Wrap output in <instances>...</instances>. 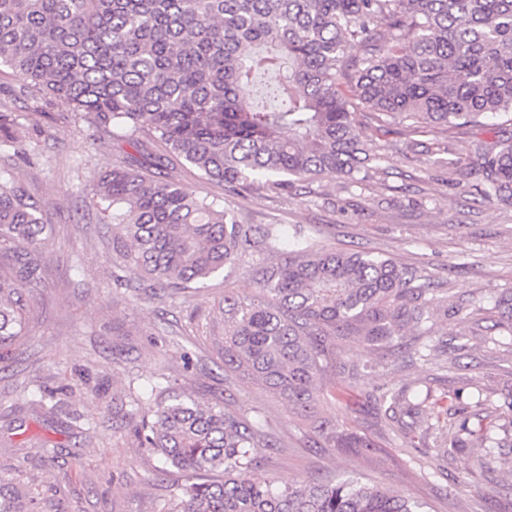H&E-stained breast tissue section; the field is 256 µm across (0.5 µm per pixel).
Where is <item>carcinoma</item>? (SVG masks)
Here are the masks:
<instances>
[{
    "mask_svg": "<svg viewBox=\"0 0 512 512\" xmlns=\"http://www.w3.org/2000/svg\"><path fill=\"white\" fill-rule=\"evenodd\" d=\"M358 46L362 53L350 54ZM22 88L113 131L138 156L99 174L97 196L120 246L121 286L130 272L185 295L258 253L254 293L224 289V370L288 402L325 448H369L360 432L321 419L323 381L341 368L358 376L377 364L341 361L336 339L358 336L367 351L415 342L432 358L433 311L470 318L437 295L424 269L365 251L288 249L278 224H242L222 201L162 176L166 154L241 196L381 168L358 132L362 108L377 130L486 127L500 138L476 145L477 191L512 208V0H0V67ZM49 224L14 178L0 176V360L26 335L34 255ZM512 329V290L493 299ZM412 328L416 335H407ZM455 392L387 390L384 416L427 430L448 415L442 455L461 453L473 432ZM139 446L192 479L179 512H424L399 491L337 476L282 486L256 481L258 449L274 436L231 403L201 405L167 394L132 396ZM485 455L505 446L486 432ZM214 473L224 475L211 480ZM0 483V512H47L21 477Z\"/></svg>",
    "mask_w": 512,
    "mask_h": 512,
    "instance_id": "cac0c4a2",
    "label": "carcinoma"
}]
</instances>
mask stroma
Here are the masks:
<instances>
[{
    "mask_svg": "<svg viewBox=\"0 0 512 512\" xmlns=\"http://www.w3.org/2000/svg\"><path fill=\"white\" fill-rule=\"evenodd\" d=\"M0 114L16 149L0 155V173L41 200L52 226L27 334L0 364V476L23 470L61 512H175L187 477L165 469L133 436L139 417L129 390L157 401L160 382L203 404L235 400L277 437L279 447L263 451L255 478L292 484L347 473L398 489L431 512H512L511 467L474 454L437 457L434 434L381 420L370 397L379 386L427 387L438 397L461 388L490 399L484 408L469 407L471 430L491 431L512 418L501 406L512 388V329L499 326L490 308L493 297L512 289V208L483 200L475 177L447 166L467 162L475 143L492 141L493 133L463 127L416 134L405 123L379 133L364 117L360 136L384 155L382 171L352 179L326 171L288 191L262 188L244 199L182 159L171 158L164 170L196 194L225 197L241 223L280 225L289 242L301 231L327 248L420 265L444 295L483 299L484 309L467 323L435 315L443 346L433 362L381 349L377 372L327 377L326 389L348 397L322 401L320 417L373 443L337 449L315 446L287 402L261 384L224 375V289L251 294L249 265L175 300L136 277L114 286L119 255L95 196L96 177L128 145L56 102L21 92L3 67ZM38 399L49 412L32 408Z\"/></svg>",
    "mask_w": 512,
    "mask_h": 512,
    "instance_id": "obj_1",
    "label": "stroma"
}]
</instances>
